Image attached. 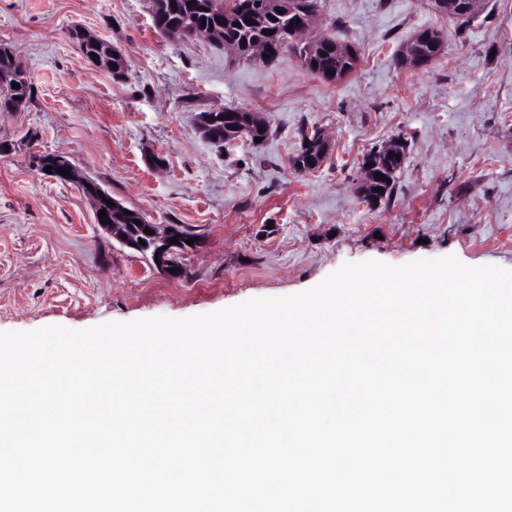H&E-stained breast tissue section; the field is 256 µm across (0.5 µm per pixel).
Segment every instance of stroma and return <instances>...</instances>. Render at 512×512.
I'll list each match as a JSON object with an SVG mask.
<instances>
[{
	"label": "stroma",
	"mask_w": 512,
	"mask_h": 512,
	"mask_svg": "<svg viewBox=\"0 0 512 512\" xmlns=\"http://www.w3.org/2000/svg\"><path fill=\"white\" fill-rule=\"evenodd\" d=\"M75 27L126 55L125 78L87 63ZM427 28L444 35L436 61L398 66ZM324 37L358 52L336 83L292 52L266 64L207 36L166 39L150 0H0V43L34 88L29 108L0 112V332L215 312L302 292L347 262L453 255L512 269V0H485L466 23L430 0H321L304 38ZM226 107L265 117L266 140L211 144L198 115ZM305 127L330 150L299 173ZM396 140L407 154L393 195L368 205L364 157ZM36 153L203 239L186 277L113 241L77 184L33 168Z\"/></svg>",
	"instance_id": "35a3bbf8"
}]
</instances>
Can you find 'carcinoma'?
<instances>
[{"instance_id": "carcinoma-1", "label": "carcinoma", "mask_w": 512, "mask_h": 512, "mask_svg": "<svg viewBox=\"0 0 512 512\" xmlns=\"http://www.w3.org/2000/svg\"><path fill=\"white\" fill-rule=\"evenodd\" d=\"M154 28L162 35L179 39H189L201 28L216 29L220 33L219 44L232 47L245 58L254 57L258 46L269 49L265 59L272 60L282 51L294 49L304 67L313 75L329 82H336L350 74L357 58L342 55L336 51L337 41L322 40L321 50L310 54L303 44L293 43L294 35L289 30L293 20H303L319 8V0H151ZM254 24H247V19ZM70 37L77 41L87 62L97 68L107 70L119 78L125 75L129 67L128 58L117 53L112 44L101 39H91L78 28L70 31ZM419 51L428 62H434L442 51L440 35L424 29L415 37ZM99 56L94 61L91 54ZM117 68H112V65ZM333 73H327V70ZM18 83L15 89L12 83ZM33 93L32 83L27 74L15 65L13 53L9 47L0 44V112L18 110V105L28 106ZM199 129L208 140L216 144H225L236 138H266L267 133L258 128L268 129V124L259 120L253 112L245 109H226L221 114L212 111L203 112L198 120ZM300 152L292 159L295 170L302 172L321 161L327 148L310 141L307 133H301ZM379 167L365 176L358 192L367 203H377L391 196L395 189L397 172L402 161L382 158ZM382 174L387 180L376 178ZM383 191L377 192L375 188Z\"/></svg>"}]
</instances>
